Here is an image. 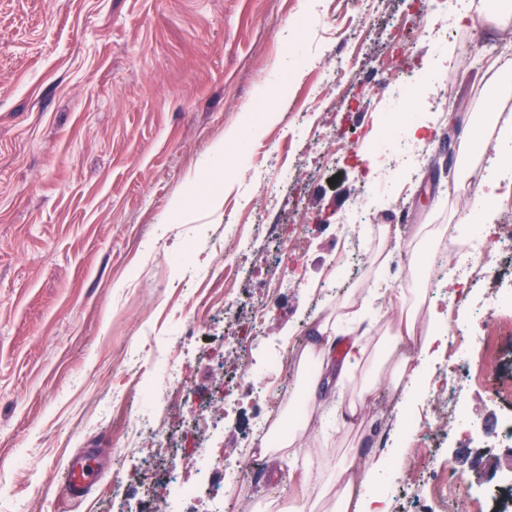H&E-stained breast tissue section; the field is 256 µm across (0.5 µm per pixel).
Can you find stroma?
Returning <instances> with one entry per match:
<instances>
[{
  "instance_id": "35a3bbf8",
  "label": "stroma",
  "mask_w": 512,
  "mask_h": 512,
  "mask_svg": "<svg viewBox=\"0 0 512 512\" xmlns=\"http://www.w3.org/2000/svg\"><path fill=\"white\" fill-rule=\"evenodd\" d=\"M470 16L462 40L489 51L512 39V20H485L482 0ZM447 22L448 0H380L369 21L360 0H0V512H135L145 488L159 512H180L176 485L197 482L199 467L171 440L147 435L132 447L138 376L155 382L152 421L170 437L206 415L202 445L218 455L210 480L238 512H282L298 473L272 461L256 433L288 404L261 374L267 357L302 354L309 325L335 313L327 286L342 253L357 259L345 292L365 295L371 317L388 312L402 285L373 269L377 244L351 231L354 215L393 226L387 266L402 270L421 232L461 217L444 136L474 113L512 107V94L490 99L484 69L450 57L456 42L433 40ZM355 28L363 40L347 80L316 101L317 73ZM425 71L450 103L429 113L406 187L363 196L389 163L368 142L378 114L399 82ZM271 107L280 117L268 123ZM248 109L257 132L224 142ZM265 191L274 200L259 222L247 203ZM243 247L247 293L229 312L224 265ZM508 285L489 277L475 292L477 326L498 324V357L486 384L455 393L486 429L503 413L493 387L512 381V308L494 304ZM258 308L265 322L239 351ZM168 361L184 364L186 394L169 389ZM425 395L418 386L405 399L383 381L355 421L324 407L299 452L315 490L337 464L367 469L385 453L390 512H497L486 492L497 484L512 496V446L435 429L416 449L408 414ZM364 431L369 449L352 455ZM85 448L102 477L85 497L65 498L68 460ZM120 454L129 463L116 498ZM444 464L462 478L457 494L416 496L420 474Z\"/></svg>"
}]
</instances>
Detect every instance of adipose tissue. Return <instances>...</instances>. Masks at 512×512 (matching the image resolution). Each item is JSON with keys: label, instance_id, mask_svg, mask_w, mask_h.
<instances>
[{"label": "adipose tissue", "instance_id": "1", "mask_svg": "<svg viewBox=\"0 0 512 512\" xmlns=\"http://www.w3.org/2000/svg\"><path fill=\"white\" fill-rule=\"evenodd\" d=\"M512 145V120L500 119L498 113L486 112L473 118L460 134L458 153L472 158L489 147ZM399 314L387 322L376 341H369L362 329L363 297L350 298L341 305L349 326L329 327L320 323L311 327L304 355L318 364L315 374L306 377L294 399L305 409L297 424H289L287 414H280L270 431L268 454L287 452L297 458L300 441L313 418L318 403L332 398L337 415L355 418L366 407L379 380H387L396 389H410L424 379V366L444 345L448 333L445 315L425 289L395 296ZM344 342L341 361H334L333 349ZM387 466L377 461L365 474L338 466L332 495L331 512H389L384 498L370 494L372 484L384 478Z\"/></svg>", "mask_w": 512, "mask_h": 512}]
</instances>
